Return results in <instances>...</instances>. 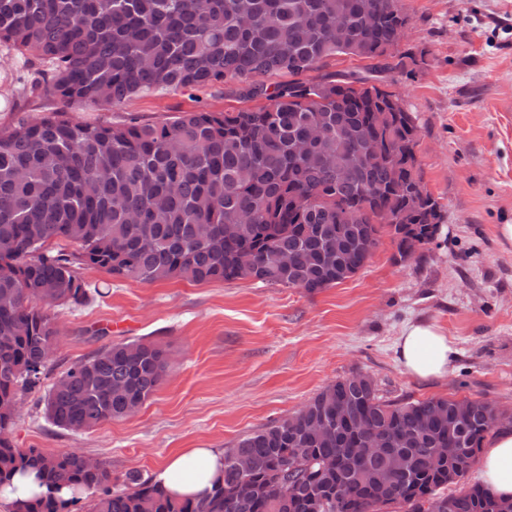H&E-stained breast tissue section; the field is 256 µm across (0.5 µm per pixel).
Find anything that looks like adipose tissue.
I'll list each match as a JSON object with an SVG mask.
<instances>
[{"label": "adipose tissue", "instance_id": "1", "mask_svg": "<svg viewBox=\"0 0 512 512\" xmlns=\"http://www.w3.org/2000/svg\"><path fill=\"white\" fill-rule=\"evenodd\" d=\"M396 351L400 364L423 380L444 377L456 354L436 325L422 321L402 330ZM479 467L488 491L512 498V430L504 428L486 438ZM223 469V449L192 448L168 457L151 472L150 479L174 497L202 498L220 480Z\"/></svg>", "mask_w": 512, "mask_h": 512}]
</instances>
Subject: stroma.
Here are the masks:
<instances>
[{"mask_svg": "<svg viewBox=\"0 0 512 512\" xmlns=\"http://www.w3.org/2000/svg\"><path fill=\"white\" fill-rule=\"evenodd\" d=\"M410 19L401 50L413 70L387 74L419 126L427 189L443 207L440 236L421 258L392 259L381 237L365 266L310 294L253 280L144 284L85 268L97 293L51 309L60 341L41 386L24 394L15 447L78 451L115 479L149 476L186 448H229L297 412L328 384L372 377L388 402L483 399L512 414V0H399ZM35 54L0 46V127L39 119L54 106L32 93ZM237 85L167 90L115 107H76L74 120L122 126L166 122L186 112L248 107ZM438 326L456 347L447 375L422 380L396 360L410 322ZM154 341L168 351L162 384L134 415L82 431L52 427L40 403L73 364L108 344Z\"/></svg>", "mask_w": 512, "mask_h": 512, "instance_id": "stroma-1", "label": "stroma"}]
</instances>
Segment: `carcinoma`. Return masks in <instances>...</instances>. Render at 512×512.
Returning a JSON list of instances; mask_svg holds the SVG:
<instances>
[{"label":"carcinoma","instance_id":"cac0c4a2","mask_svg":"<svg viewBox=\"0 0 512 512\" xmlns=\"http://www.w3.org/2000/svg\"><path fill=\"white\" fill-rule=\"evenodd\" d=\"M408 21L397 0H0V45L48 64L44 92L58 103L0 128V401L46 375L59 342L47 309L88 302L83 266L147 284L249 279L314 294L355 275L382 233L397 262L431 244L442 205L424 184L418 126L384 80L416 63L393 51ZM342 55L369 64L308 77ZM278 72L291 80L261 81ZM234 82L262 104L115 127L67 112ZM55 240L75 250L48 248ZM167 368L155 342L106 345L51 384L45 418L78 431L129 417ZM14 420L0 413V484L30 468L46 492L11 512H76L87 493L88 512H512L479 485L439 493L511 415L481 399L386 403L364 374L226 449L223 481L200 499H173L137 472L114 491L103 462L15 447ZM368 433L379 446L362 455Z\"/></svg>","mask_w":512,"mask_h":512}]
</instances>
